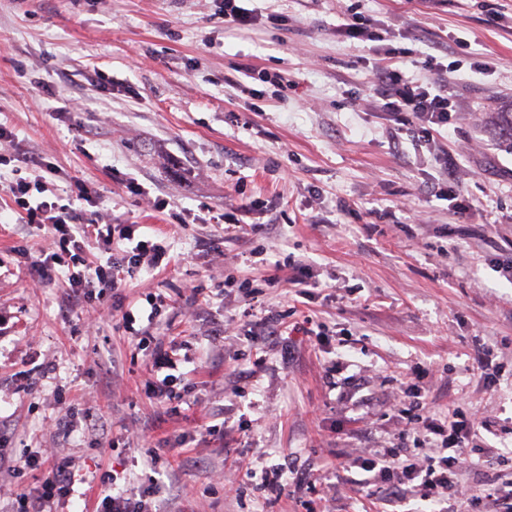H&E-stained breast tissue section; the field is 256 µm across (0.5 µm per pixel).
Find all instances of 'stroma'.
<instances>
[{"instance_id":"obj_1","label":"stroma","mask_w":512,"mask_h":512,"mask_svg":"<svg viewBox=\"0 0 512 512\" xmlns=\"http://www.w3.org/2000/svg\"><path fill=\"white\" fill-rule=\"evenodd\" d=\"M223 4L0 0V122L14 134L0 142V456L16 467L0 474V512L37 486L27 461L45 448L87 477L56 512H94L107 474L115 493L149 491L154 512H426L405 490L355 494L369 477L358 462L428 452L431 434L408 435L409 421L458 407L489 421L469 445L508 457L496 476L511 485L512 137L498 117L512 109V36L483 0H244L245 30L225 25ZM354 5L385 40L340 35ZM387 49L422 80L426 55L464 64L448 88L460 110L435 138L466 222L438 199L432 154L369 94L368 63ZM24 154L57 168L58 189L96 192L87 219L141 225L175 257L96 325L64 283L31 286L43 232L3 190L32 178L9 163ZM228 223L264 231L228 235ZM219 236L217 258L202 242ZM290 256L318 286L265 289L263 310L288 327L256 352L245 292L224 277L259 281ZM195 286L204 300H190ZM128 311L154 337L181 336L174 369L139 347ZM307 315L323 336L295 330ZM168 375L183 395L173 413L151 396ZM156 448L184 455L155 462ZM239 458L257 476L230 492ZM283 463L308 482L261 489L259 471Z\"/></svg>"}]
</instances>
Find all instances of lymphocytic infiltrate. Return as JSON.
Segmentation results:
<instances>
[{
	"instance_id": "lymphocytic-infiltrate-1",
	"label": "lymphocytic infiltrate",
	"mask_w": 512,
	"mask_h": 512,
	"mask_svg": "<svg viewBox=\"0 0 512 512\" xmlns=\"http://www.w3.org/2000/svg\"><path fill=\"white\" fill-rule=\"evenodd\" d=\"M459 66L451 63L437 68L433 82L424 83L406 75L390 54L379 56L370 69L369 84L382 101L381 108L393 121L411 114L417 121L412 131L414 146L426 144L435 128L446 126L448 116L458 104L448 93L458 80ZM25 162L37 169L34 180L18 179L6 191L18 210L25 212L28 223L40 225L46 236L41 257L32 265L33 279L44 288L65 275L73 298L79 302H105L119 294L128 281L154 269L164 258L165 245L136 237V225L102 224L85 221L86 207L95 200L86 187H77L67 195L48 192L54 167L37 156ZM476 418L454 410L447 422L427 423L439 446L436 455L420 460L406 456V448H389L364 459V471H378L392 489L411 486L421 500L442 504L469 499L454 477V470L466 461L465 442L483 429ZM40 463L45 475L35 491L22 493L18 502L24 512H44L56 499L71 495L76 471L70 458L53 450L43 451Z\"/></svg>"
}]
</instances>
